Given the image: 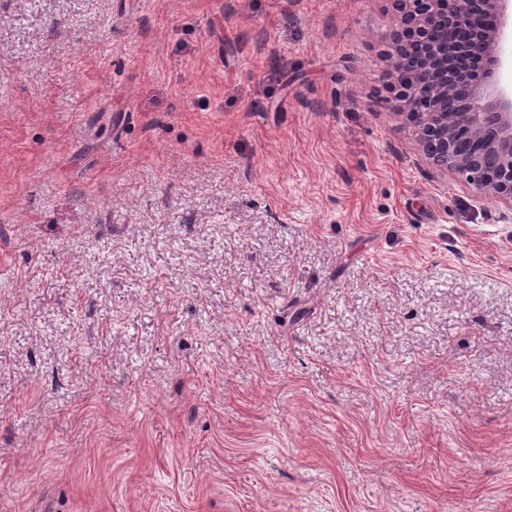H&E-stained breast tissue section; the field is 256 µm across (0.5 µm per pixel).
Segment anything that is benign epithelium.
I'll return each mask as SVG.
<instances>
[{
    "instance_id": "obj_1",
    "label": "benign epithelium",
    "mask_w": 512,
    "mask_h": 512,
    "mask_svg": "<svg viewBox=\"0 0 512 512\" xmlns=\"http://www.w3.org/2000/svg\"><path fill=\"white\" fill-rule=\"evenodd\" d=\"M399 23L386 62L398 74L413 42L431 45L427 64L448 67V59L478 63L465 87L455 79L429 91L413 83L393 82L394 110L406 117L431 166L452 173L484 198L512 207V89L502 82L512 70V0H481L492 24L465 43L435 41L439 27L461 30L471 23L473 0H393ZM455 101L448 110V101ZM471 148L464 150L461 144Z\"/></svg>"
}]
</instances>
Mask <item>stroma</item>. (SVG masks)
Returning <instances> with one entry per match:
<instances>
[{
	"mask_svg": "<svg viewBox=\"0 0 512 512\" xmlns=\"http://www.w3.org/2000/svg\"><path fill=\"white\" fill-rule=\"evenodd\" d=\"M396 24L0 0V512H512V209Z\"/></svg>",
	"mask_w": 512,
	"mask_h": 512,
	"instance_id": "1",
	"label": "stroma"
}]
</instances>
